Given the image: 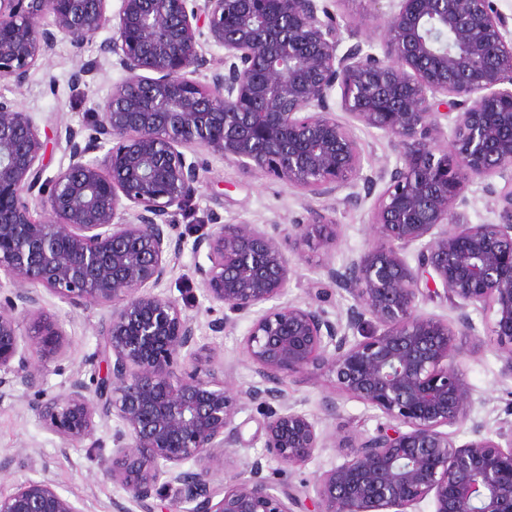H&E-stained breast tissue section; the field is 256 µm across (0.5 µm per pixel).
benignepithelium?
Listing matches in <instances>:
<instances>
[{
	"label": "benign epithelium",
	"instance_id": "7a95c632",
	"mask_svg": "<svg viewBox=\"0 0 512 512\" xmlns=\"http://www.w3.org/2000/svg\"><path fill=\"white\" fill-rule=\"evenodd\" d=\"M0 0V88L25 83L57 40L80 65L97 46L125 78L87 124L67 133L69 163L43 178L49 138L32 115L0 94V400L43 382L68 334L43 292L74 307L110 310L98 331L92 382L77 372L61 396L29 408L67 441H92L116 417L102 476L154 512L148 500L175 489L165 512H512V428L496 438L450 429L474 404L457 336L501 344L499 374L512 380V39L493 0H390L383 55L359 40L340 51L338 14L319 0ZM224 68L202 84L206 47ZM340 92L346 119L330 111ZM382 132L394 167L363 173L359 126ZM193 148L196 158L184 152ZM104 152L103 157L93 153ZM268 176L304 196L328 198L363 181L374 242L341 267L326 259L309 295L352 296L332 320L312 302L285 299L306 249L329 256L340 225L324 207L280 235L258 224H214L193 244L208 264L195 274L219 307V329L241 320V345L259 380L233 391L224 362L199 326L161 289L183 238L172 218L198 192L207 159ZM487 182L496 221L469 220L467 189ZM439 298L456 317L420 313ZM488 314L483 330L469 309ZM376 332L353 335L365 317ZM331 375L322 399L339 415L344 395L380 412L372 434L343 439L340 465L295 486L285 479L331 436L288 404L295 373ZM262 415L260 434L282 478L250 476L222 486L236 461L237 414ZM0 512H83L48 480L0 496Z\"/></svg>",
	"mask_w": 512,
	"mask_h": 512
}]
</instances>
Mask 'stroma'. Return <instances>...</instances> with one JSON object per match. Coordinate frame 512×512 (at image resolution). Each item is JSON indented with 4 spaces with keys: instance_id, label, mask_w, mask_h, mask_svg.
Returning a JSON list of instances; mask_svg holds the SVG:
<instances>
[{
    "instance_id": "obj_1",
    "label": "stroma",
    "mask_w": 512,
    "mask_h": 512,
    "mask_svg": "<svg viewBox=\"0 0 512 512\" xmlns=\"http://www.w3.org/2000/svg\"><path fill=\"white\" fill-rule=\"evenodd\" d=\"M348 21L369 38L374 52L382 50L383 24L389 12L388 0H344L339 7ZM77 58L67 42L60 41L32 69L26 82L9 90L8 98L30 112L40 128L46 129L50 144L45 159L46 176H54L67 165L65 129L81 127L89 121L113 84L123 80V72L109 62H101L88 83L76 85L72 74ZM353 187L338 191L334 197L319 199V206L334 211L341 226V243L332 261L343 264L347 257L364 251L373 241L369 228V202L347 203ZM309 200L280 182L257 174H248L220 159H211L201 174V183L186 212L174 216V223L184 237L185 248L177 259L172 275L163 289L178 299L184 313L197 321L199 341L208 346L228 372L226 383L238 390L255 381L256 376L241 349L247 322L216 333L211 329L215 319L208 310L197 284L192 250L194 241L212 224H278L288 226L304 215ZM46 305L67 332L71 345L64 355L48 364L42 387L48 395L66 393L75 372L84 370V362L98 344L97 330L103 310L76 308L57 297L47 296ZM462 349L461 366L473 392L474 405L464 424L458 426L459 439L472 436L473 425H481L482 433L494 436L500 427L512 425V381L499 376L500 348L493 337L474 340L469 336L456 339ZM328 375L297 374L287 378L284 393L318 427L340 437L374 433L380 422L378 413L362 403L340 398L337 417H326L321 399L330 391ZM33 390L17 386L12 397L0 401V495L7 494L28 480H48L70 499L80 501L85 512H114L122 504L127 512H142L129 493L105 481L103 464L112 456V438L120 429L117 418L99 422L95 437L99 447L88 443H70L47 430L28 406ZM260 414L247 406L236 417L242 426L244 442L236 452L239 464L261 461L265 473L275 472L278 463L266 457L258 433Z\"/></svg>"
}]
</instances>
